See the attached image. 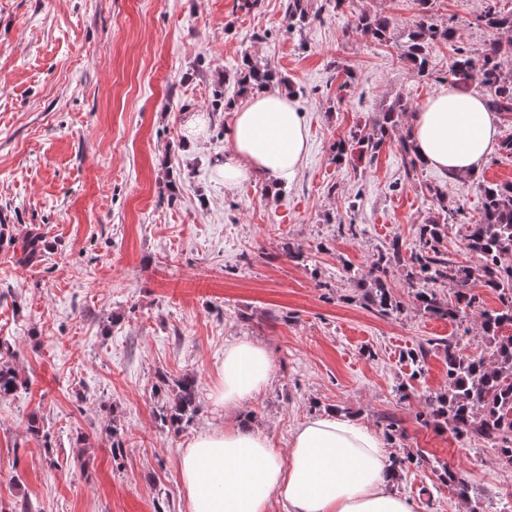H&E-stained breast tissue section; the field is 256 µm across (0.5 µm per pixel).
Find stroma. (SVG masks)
<instances>
[{
	"instance_id": "35a3bbf8",
	"label": "stroma",
	"mask_w": 512,
	"mask_h": 512,
	"mask_svg": "<svg viewBox=\"0 0 512 512\" xmlns=\"http://www.w3.org/2000/svg\"><path fill=\"white\" fill-rule=\"evenodd\" d=\"M305 2L315 21L290 31L288 0H0V343L29 380L0 400V512H187L181 455L228 422L213 394L239 339L273 360L247 407L273 447L333 410L376 431L387 457L414 455L394 484L413 512H457L444 465L480 502L512 499V467L491 445L420 419L448 387L445 340L481 351L479 313L497 294L480 290L477 310L451 322L418 306L405 264L386 276L398 312L377 313L357 289L392 240L411 253L433 222L449 260L476 264L477 181H512V158L492 153L476 179L426 165L407 176L406 113L375 158H334L398 98L416 109L447 86L456 46L478 54L512 36L480 24L485 0ZM424 11L458 33L429 44L427 78L402 57ZM360 13L391 19L387 41L352 30ZM245 55L285 76L305 114L309 151L275 190L261 176L226 187L215 164L231 114L211 103L245 102ZM196 112L209 124L191 146ZM434 189L463 214L446 221ZM33 232L41 259L25 265ZM422 345L416 377L407 354ZM161 372L198 381L199 412L178 433L157 419ZM32 417L41 438L26 431Z\"/></svg>"
}]
</instances>
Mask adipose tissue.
I'll list each match as a JSON object with an SVG mask.
<instances>
[{"mask_svg": "<svg viewBox=\"0 0 512 512\" xmlns=\"http://www.w3.org/2000/svg\"><path fill=\"white\" fill-rule=\"evenodd\" d=\"M498 115L485 100L451 85L414 112L410 136L426 165L457 177L477 174L497 145ZM221 165L225 186L262 174L271 186L292 181L308 150L303 115L276 90L252 95L228 129ZM267 351L248 341L224 348L217 403L234 412L270 381ZM181 485L189 512H270L282 499L288 512H412L394 491L379 435L333 411L293 432L286 451L266 433L244 425L204 429L185 448Z\"/></svg>", "mask_w": 512, "mask_h": 512, "instance_id": "ef3b65f1", "label": "adipose tissue"}]
</instances>
